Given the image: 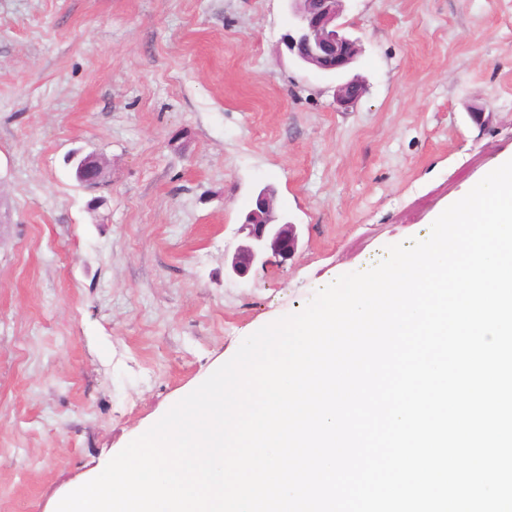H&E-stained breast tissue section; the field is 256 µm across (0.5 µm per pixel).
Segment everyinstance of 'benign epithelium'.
I'll list each match as a JSON object with an SVG mask.
<instances>
[{
    "label": "benign epithelium",
    "mask_w": 512,
    "mask_h": 512,
    "mask_svg": "<svg viewBox=\"0 0 512 512\" xmlns=\"http://www.w3.org/2000/svg\"><path fill=\"white\" fill-rule=\"evenodd\" d=\"M294 23L282 38L288 53L309 68L336 74L347 68L358 56L359 41L343 32L339 23L345 0H286ZM363 93L356 80L335 87L336 102L342 106L355 103ZM104 174V162L88 155L77 165L78 179L88 187L99 184ZM275 191L265 188L257 194L255 207L240 226L244 242L239 244L231 259L232 273L244 279L252 271L264 269L271 258L290 259L299 244L298 227L279 221L274 214Z\"/></svg>",
    "instance_id": "1"
}]
</instances>
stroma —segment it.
<instances>
[{"mask_svg": "<svg viewBox=\"0 0 512 512\" xmlns=\"http://www.w3.org/2000/svg\"><path fill=\"white\" fill-rule=\"evenodd\" d=\"M342 20L361 51L334 76L288 55L285 0H0V512H56L241 337L512 155V0ZM266 186L299 248L226 276ZM103 174L104 162L96 156L88 155L81 159L77 165L76 175L88 187H95L99 184Z\"/></svg>", "mask_w": 512, "mask_h": 512, "instance_id": "stroma-1", "label": "stroma"}]
</instances>
